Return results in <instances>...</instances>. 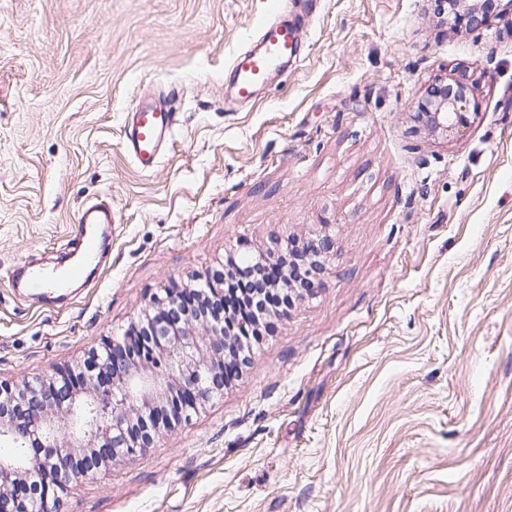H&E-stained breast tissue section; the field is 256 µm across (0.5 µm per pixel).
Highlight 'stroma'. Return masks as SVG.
Here are the masks:
<instances>
[{"instance_id": "1", "label": "stroma", "mask_w": 512, "mask_h": 512, "mask_svg": "<svg viewBox=\"0 0 512 512\" xmlns=\"http://www.w3.org/2000/svg\"><path fill=\"white\" fill-rule=\"evenodd\" d=\"M317 0L262 97L224 84L272 0H0V380L77 366L155 295L328 236L320 284L238 381L57 512H512V0ZM468 76L469 129L414 120ZM177 114L158 166L123 148L141 90ZM112 198L95 286L47 311L12 265ZM452 2H454L457 8L458 17L465 16L467 19L469 25L468 28L471 31L481 30L489 25L487 16L476 6L477 3L475 2L478 1L452 0Z\"/></svg>"}]
</instances>
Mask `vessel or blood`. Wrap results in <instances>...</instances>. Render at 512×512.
<instances>
[{
	"mask_svg": "<svg viewBox=\"0 0 512 512\" xmlns=\"http://www.w3.org/2000/svg\"><path fill=\"white\" fill-rule=\"evenodd\" d=\"M301 32L299 20L284 11L261 24L260 49L238 54L230 66L231 80L239 99L254 100L271 71L297 58ZM175 126L174 112L164 101L147 94L141 95L127 112L123 145L140 170L150 171L157 166ZM115 222L111 198L86 203L77 215L68 240V263H24L9 273L11 287L19 289L22 298L36 300L47 307L59 305L73 285L87 282L90 270L102 268Z\"/></svg>",
	"mask_w": 512,
	"mask_h": 512,
	"instance_id": "b4317fda",
	"label": "vessel or blood"
}]
</instances>
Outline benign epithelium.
<instances>
[{
  "mask_svg": "<svg viewBox=\"0 0 512 512\" xmlns=\"http://www.w3.org/2000/svg\"><path fill=\"white\" fill-rule=\"evenodd\" d=\"M469 29L489 25L473 0H452ZM417 115L427 128L457 137L471 125L466 88L442 84L435 94L417 101ZM151 308L185 317L182 327L165 321L153 325L155 349L140 361H126L125 336L107 339L95 350L98 369L74 383L73 370L58 369L47 379L17 387L0 382V440L28 448L23 463L0 459V512H30L38 499L43 512L59 501L57 486L92 474L93 468L74 463L107 442L112 455L134 456L151 442L127 437V427L143 409L176 399L181 415L196 410L201 401L224 389V322L190 316V306L179 288H166Z\"/></svg>",
  "mask_w": 512,
  "mask_h": 512,
  "instance_id": "obj_1",
  "label": "benign epithelium"
}]
</instances>
